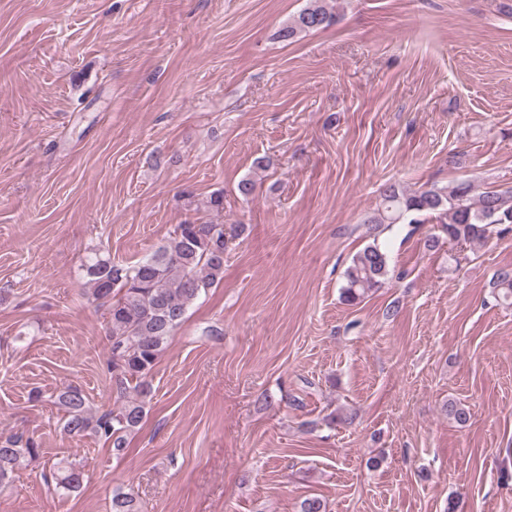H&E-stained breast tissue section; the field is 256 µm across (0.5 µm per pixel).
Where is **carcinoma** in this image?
<instances>
[{
	"label": "carcinoma",
	"instance_id": "cac0c4a2",
	"mask_svg": "<svg viewBox=\"0 0 512 512\" xmlns=\"http://www.w3.org/2000/svg\"><path fill=\"white\" fill-rule=\"evenodd\" d=\"M328 0H308L293 20L279 30L283 41L300 33L329 27L336 19ZM185 206L220 213L224 192L196 200L181 195ZM436 218L450 241L484 242L491 237L488 225L512 224V191L488 189L475 196L470 184L450 188H424L408 192L395 183L380 189V203L368 224H418L420 217ZM228 239L224 225L188 220L175 227L168 241L148 257L125 265L99 253L83 265L88 299L107 307L110 323L113 407L94 412L78 387L57 396L63 407L64 428L73 436H94L108 443L115 456L125 454L128 437L141 426L149 403L148 378L173 332L185 321L188 309L202 290L224 278V252ZM391 273L387 248L378 239L356 252L345 272V301L357 303L379 288ZM497 296L512 304V269L498 272ZM41 448L31 438L18 434L0 436V486L20 462L40 458ZM55 487L65 493L77 491L84 479L82 466L60 459L49 465ZM112 512H143L131 492L112 495Z\"/></svg>",
	"mask_w": 512,
	"mask_h": 512
}]
</instances>
